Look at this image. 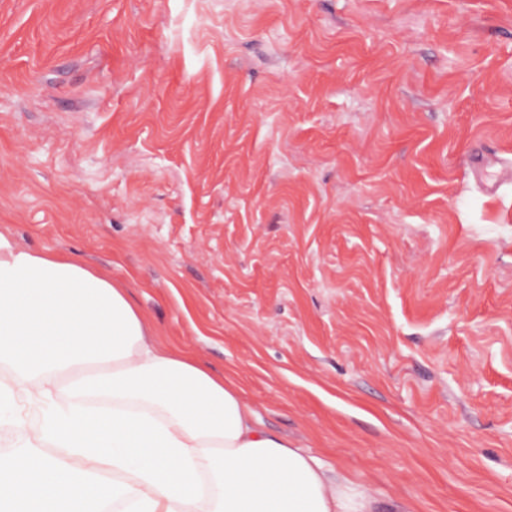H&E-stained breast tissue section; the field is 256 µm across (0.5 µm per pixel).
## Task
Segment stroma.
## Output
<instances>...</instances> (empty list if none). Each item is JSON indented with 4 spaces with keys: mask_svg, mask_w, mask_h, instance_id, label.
<instances>
[{
    "mask_svg": "<svg viewBox=\"0 0 512 512\" xmlns=\"http://www.w3.org/2000/svg\"><path fill=\"white\" fill-rule=\"evenodd\" d=\"M512 0H0V231L110 273L376 512H512Z\"/></svg>",
    "mask_w": 512,
    "mask_h": 512,
    "instance_id": "obj_1",
    "label": "stroma"
}]
</instances>
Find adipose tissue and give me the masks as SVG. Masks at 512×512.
I'll list each match as a JSON object with an SVG mask.
<instances>
[{"mask_svg":"<svg viewBox=\"0 0 512 512\" xmlns=\"http://www.w3.org/2000/svg\"><path fill=\"white\" fill-rule=\"evenodd\" d=\"M38 406L0 453V512H374L368 489L259 426L108 276L0 233V401Z\"/></svg>","mask_w":512,"mask_h":512,"instance_id":"ef3b65f1","label":"adipose tissue"}]
</instances>
